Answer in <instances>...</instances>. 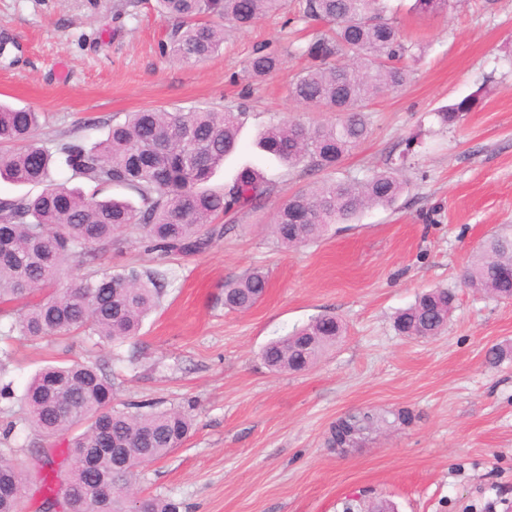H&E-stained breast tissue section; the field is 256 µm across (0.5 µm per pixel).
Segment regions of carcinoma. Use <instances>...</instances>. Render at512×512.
<instances>
[{"label":"carcinoma","mask_w":512,"mask_h":512,"mask_svg":"<svg viewBox=\"0 0 512 512\" xmlns=\"http://www.w3.org/2000/svg\"><path fill=\"white\" fill-rule=\"evenodd\" d=\"M173 20L159 48L184 63L215 54L224 32L244 30L261 18L285 13L288 0H157ZM458 0H415L421 13L438 15ZM294 16L321 19L331 28L300 48L310 65L290 84L291 97L308 106L339 112L332 124L307 127L276 122L258 130L253 146L268 160L288 168L335 171L369 135L368 102L407 84L406 60L416 45L403 39L389 0H293ZM281 58L262 47L246 64L254 78L278 71ZM471 94L435 112L438 123L454 126L473 110ZM247 119L231 108H196L190 112L145 108L115 122L106 138L89 146L71 139L50 150L36 138L39 113L0 104V144L15 150L0 155V176L16 184H42L34 196L0 197V317L10 319L9 333L38 341L82 333L96 345L114 350L139 335L144 320L160 305L174 282L169 269L114 270L95 267V251L112 246L122 229L138 232L146 248L162 257L205 252L226 225L213 217L230 211L256 210L271 192L255 164L241 165L220 192L207 183L239 149V133ZM62 166L71 178L96 188L133 191L137 202L86 195L79 187L57 183L53 169ZM405 189L395 172H375L359 180L332 178L291 195L277 210L273 236L283 245L298 238L314 241L331 224L349 223L369 207L390 208ZM74 267L88 272L63 283ZM463 284L500 300H512V231L488 236L471 255ZM269 279L255 269L224 285V307L246 311L265 296ZM456 296L446 288L422 293L395 319L399 335L431 338L448 323ZM340 321L329 315L312 320L294 333L268 344L262 358L274 372H301L312 366L342 336ZM0 414L10 417L0 431V485L21 486L26 475L13 461L12 434L29 427L47 438L71 435L67 454L79 466L90 448H110L79 482L54 489L41 512H54L63 498L71 512H133L130 498L134 471L160 460L189 436L193 419L179 409L128 411L114 408L112 379L99 362L47 366L25 387L14 405L10 384L0 386ZM359 428L373 431L393 420L414 419L405 409L390 415L356 414ZM112 495L97 499L101 477ZM144 512H180V503L149 497Z\"/></svg>","instance_id":"1"}]
</instances>
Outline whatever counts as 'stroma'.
I'll return each instance as SVG.
<instances>
[{"mask_svg":"<svg viewBox=\"0 0 512 512\" xmlns=\"http://www.w3.org/2000/svg\"><path fill=\"white\" fill-rule=\"evenodd\" d=\"M392 2L421 53L405 86L369 103L370 133L338 174L396 169L407 187L394 207L283 247L271 230L277 208L326 175L261 162L274 192L258 210L219 216L227 231L205 252L163 259L130 231L100 252L99 264L115 269L174 274L123 348L137 367L80 336L8 340L0 381L14 394L45 365L92 359L105 361L117 403L190 411L187 440L139 468L140 494L173 498L183 512H343L353 497L386 498L398 512H512V358L487 359L491 345L512 343V301L462 283L478 243L512 225V0H460L439 15ZM168 26L154 0H0V101L40 112L37 136L51 149L102 139L143 108H243V148L209 181L214 190L241 164L260 162L251 146L258 129L337 120L289 94L306 64L294 50L322 22L265 17L226 32L221 50L195 65L160 54ZM261 45L281 51L282 66L257 81L245 65ZM473 93L476 109L439 128L433 112ZM255 268L269 275L264 299L245 313L225 309V282ZM432 288L457 294L447 327L431 339L398 335L396 314ZM322 314L345 327L335 347L300 373L264 365L270 341ZM401 408L412 411L410 424L384 425L358 448L340 453L326 442L345 414ZM13 445L28 475L22 512H39L35 458L63 444L27 428Z\"/></svg>","mask_w":512,"mask_h":512,"instance_id":"stroma-1","label":"stroma"}]
</instances>
